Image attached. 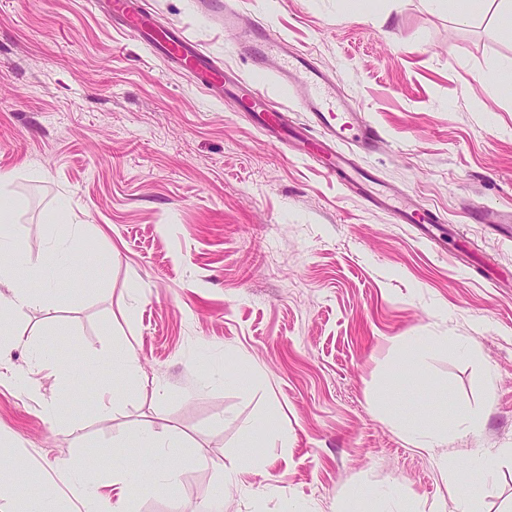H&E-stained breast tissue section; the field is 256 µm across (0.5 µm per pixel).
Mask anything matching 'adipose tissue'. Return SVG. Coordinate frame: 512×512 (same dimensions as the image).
<instances>
[{
    "instance_id": "adipose-tissue-1",
    "label": "adipose tissue",
    "mask_w": 512,
    "mask_h": 512,
    "mask_svg": "<svg viewBox=\"0 0 512 512\" xmlns=\"http://www.w3.org/2000/svg\"><path fill=\"white\" fill-rule=\"evenodd\" d=\"M433 5L448 11L456 19L466 21L486 13H493L503 24L506 34H512V0H432ZM11 175L0 172V355L13 346L15 337L12 321L26 310L47 307L46 286H31L22 276L16 254L17 242L9 225L11 214L23 202L9 191ZM390 412L396 425L416 447L436 450L447 447L455 439L476 433L478 419L460 413H441L434 416L407 412L403 403H391ZM135 442L139 447L153 451L152 474L155 479L176 484L178 473L169 463L171 442L166 433L152 426L138 432ZM451 501L425 504L409 501L400 512H476L474 492L469 479L450 483Z\"/></svg>"
}]
</instances>
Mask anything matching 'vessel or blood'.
<instances>
[{
	"label": "vessel or blood",
	"mask_w": 512,
	"mask_h": 512,
	"mask_svg": "<svg viewBox=\"0 0 512 512\" xmlns=\"http://www.w3.org/2000/svg\"><path fill=\"white\" fill-rule=\"evenodd\" d=\"M112 15L125 29L167 58L179 70L194 75L209 93L236 100L241 111L251 113L255 124L277 142L300 147L306 157L319 161L337 182L370 205L390 213L397 222L417 225L420 234L436 240L435 227L442 218L432 210H406L395 194L359 167L346 145L374 147L380 142L378 129L365 114L352 108L336 93V81L325 75L308 54L290 46L287 39L274 37L256 27L244 37L243 47L253 61L251 77L225 71L205 55L183 32L158 23L145 0H112ZM279 61L275 80L284 97L299 94L307 124L289 123L283 105L271 99L263 87L266 58Z\"/></svg>",
	"instance_id": "vessel-or-blood-1"
}]
</instances>
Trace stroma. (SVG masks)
<instances>
[{
  "instance_id": "1",
  "label": "stroma",
  "mask_w": 512,
  "mask_h": 512,
  "mask_svg": "<svg viewBox=\"0 0 512 512\" xmlns=\"http://www.w3.org/2000/svg\"><path fill=\"white\" fill-rule=\"evenodd\" d=\"M241 26L264 25L311 54L382 140L357 164L400 197L448 219L433 243L368 207L320 164L274 144L235 101L203 92L127 31L100 0H0V170L27 198L13 218L21 257L46 265L59 203L84 238L53 269L45 309L13 321L0 359V512L14 463L39 477L50 512H98L112 453L149 471L130 437L166 426L178 481L145 480L136 512H336L362 487L447 498L444 470L476 448H512V232L480 213L512 209V40L493 15L461 22L429 0H223ZM210 58L247 77L238 34L199 0H148ZM408 336H460L468 354L417 355L432 393H398L410 411L478 415L447 462L414 447L385 410ZM132 346L136 381L105 368ZM49 347L70 379L44 370L26 391L6 371ZM249 386L230 380L235 367ZM163 387L165 398L155 389ZM447 404H440L439 393ZM55 398L67 423L50 420ZM279 416L284 448L256 451L225 488L253 424ZM75 468L71 484L58 469ZM477 512L512 507V461L497 465Z\"/></svg>"
}]
</instances>
